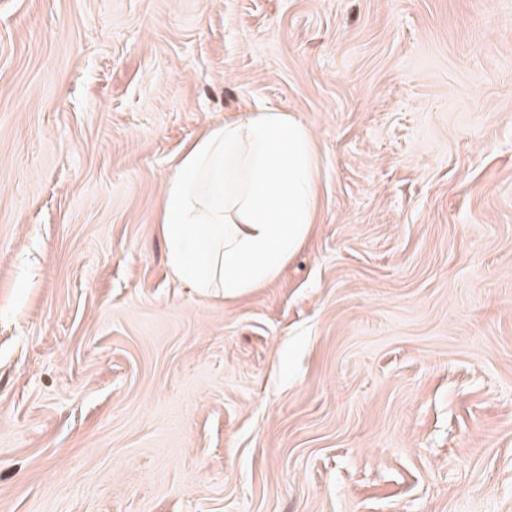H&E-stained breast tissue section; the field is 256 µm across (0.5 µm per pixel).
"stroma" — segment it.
Wrapping results in <instances>:
<instances>
[{"label": "stroma", "instance_id": "1", "mask_svg": "<svg viewBox=\"0 0 512 512\" xmlns=\"http://www.w3.org/2000/svg\"><path fill=\"white\" fill-rule=\"evenodd\" d=\"M266 108L313 231L186 287L165 183ZM0 512H512V0H0Z\"/></svg>", "mask_w": 512, "mask_h": 512}]
</instances>
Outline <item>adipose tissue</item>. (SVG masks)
<instances>
[{
	"label": "adipose tissue",
	"mask_w": 512,
	"mask_h": 512,
	"mask_svg": "<svg viewBox=\"0 0 512 512\" xmlns=\"http://www.w3.org/2000/svg\"><path fill=\"white\" fill-rule=\"evenodd\" d=\"M314 170L311 132L294 114L267 108L208 127L159 209L175 276L230 299L274 281L315 222Z\"/></svg>",
	"instance_id": "adipose-tissue-1"
}]
</instances>
